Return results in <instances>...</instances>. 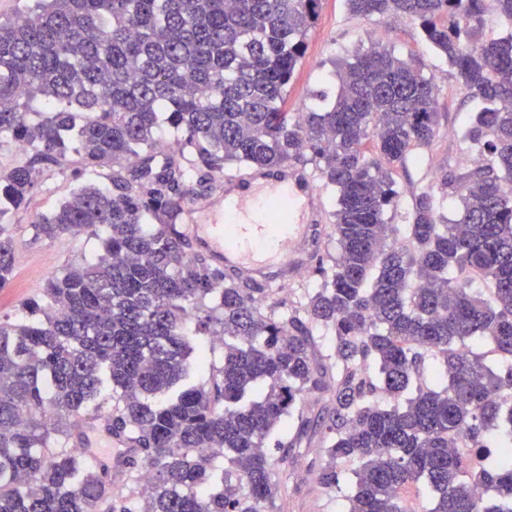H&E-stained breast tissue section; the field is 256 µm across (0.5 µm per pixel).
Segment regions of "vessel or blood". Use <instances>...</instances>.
Instances as JSON below:
<instances>
[{
    "label": "vessel or blood",
    "mask_w": 512,
    "mask_h": 512,
    "mask_svg": "<svg viewBox=\"0 0 512 512\" xmlns=\"http://www.w3.org/2000/svg\"><path fill=\"white\" fill-rule=\"evenodd\" d=\"M277 199L292 202L288 221L266 217ZM314 199L312 184L295 169L287 167L273 176L259 172L247 181L226 183L223 212L212 223L192 224L188 230L217 265L280 283L300 266L301 242L323 233Z\"/></svg>",
    "instance_id": "vessel-or-blood-1"
}]
</instances>
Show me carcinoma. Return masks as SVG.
I'll list each match as a JSON object with an SVG mask.
<instances>
[{
  "mask_svg": "<svg viewBox=\"0 0 512 512\" xmlns=\"http://www.w3.org/2000/svg\"><path fill=\"white\" fill-rule=\"evenodd\" d=\"M348 4L413 20L480 101L463 133L476 166L438 178L454 219L428 189L392 223L394 168L440 132L420 66L376 47L328 108L285 110L319 0H37L0 18V142L29 153L0 170V288L16 263L2 221L29 203L36 167L112 166L109 185L33 225L100 229L103 253L50 277L32 319H0V512H274L276 476L316 434L318 485L353 477L343 512H413L403 491L420 483L428 512H512V33L482 37L491 13L512 25V0ZM306 156L337 194L338 253L316 257L322 283L299 305H267L264 283L194 249L182 216L217 179ZM209 326L222 365L188 385ZM328 385L314 421L300 402ZM106 401L129 444L115 468L77 431Z\"/></svg>",
  "mask_w": 512,
  "mask_h": 512,
  "instance_id": "carcinoma-1",
  "label": "carcinoma"
}]
</instances>
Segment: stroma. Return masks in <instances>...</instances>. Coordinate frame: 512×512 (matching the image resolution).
Wrapping results in <instances>:
<instances>
[{"mask_svg": "<svg viewBox=\"0 0 512 512\" xmlns=\"http://www.w3.org/2000/svg\"><path fill=\"white\" fill-rule=\"evenodd\" d=\"M380 42L395 55L414 61L438 86V108L443 114L440 136L429 148L417 151L393 176L401 190L395 223L408 221L412 196L436 184L442 170L473 167L470 153L458 132L466 126L477 104L461 90L448 61L427 43L414 22L399 14L359 18L352 16L346 0H321L318 17L308 38L304 59L288 84L289 112L319 108L321 96H335L336 73L355 54L367 52ZM108 166L89 171L78 157H68L59 165L39 166L37 188L29 205L11 212L6 224L13 240L16 264L7 287L0 289V316L25 318L27 300L40 293L47 280L72 261L97 257L99 237L91 233L49 239L35 236L33 226L50 215L78 185H108ZM323 462L320 442L298 448L294 463L280 478L276 505L279 512H343L340 494L324 493L315 473Z\"/></svg>", "mask_w": 512, "mask_h": 512, "instance_id": "obj_1", "label": "stroma"}]
</instances>
